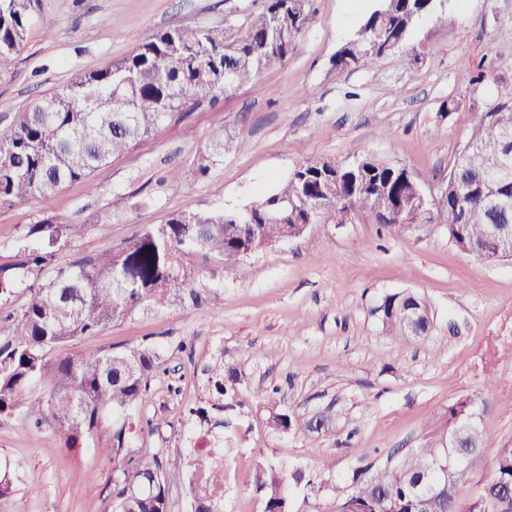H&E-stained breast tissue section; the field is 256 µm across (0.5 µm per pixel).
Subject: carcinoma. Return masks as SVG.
Wrapping results in <instances>:
<instances>
[{
    "label": "carcinoma",
    "mask_w": 512,
    "mask_h": 512,
    "mask_svg": "<svg viewBox=\"0 0 512 512\" xmlns=\"http://www.w3.org/2000/svg\"><path fill=\"white\" fill-rule=\"evenodd\" d=\"M35 0H0V74L24 46ZM311 0H264L260 10L222 27L177 26L161 31L130 55L84 72L38 101L9 134L0 138V203L49 196L69 182L89 181L99 166L134 148L183 110L212 104L222 94L250 84L272 60L287 58L285 45L306 29ZM438 17L436 0H379L354 35L333 56L336 67L367 68L391 49L399 52L417 23ZM242 143L224 131L202 154V175ZM422 177L404 165L377 158L305 160L274 191L243 211L173 214L123 246L56 270L29 286L20 312L8 318L9 339L0 345V419L22 415L35 427L53 425L64 447L94 448V433L112 425L114 512H168L166 467L155 449L136 439L130 412L148 401V382L160 355L148 345L128 351H63L71 340L151 309L166 308L194 289L198 258L230 269L273 242L297 236L301 225L338 223L347 209L366 221L448 225L457 245L482 241L493 226L512 246V98L481 114L448 173L441 196L446 207L427 215L414 208ZM498 182L496 191L471 195L470 186ZM85 224L49 219L28 225L12 249L17 260L0 263V302L27 279L41 277L63 241L84 233ZM412 299L387 295L380 306L383 330L412 336L405 311ZM213 398L237 393L245 380L239 367L220 362L207 369ZM44 392L29 400L27 394ZM485 392L448 405L444 424L426 427L419 447L390 465L365 469L338 512H512V439L496 448L489 477L463 493L470 470L483 461L480 428L449 443L454 429L490 405ZM267 424L282 434L329 431L332 416L303 417L269 410ZM253 482L264 512H288L285 466L256 462ZM219 478L197 454L191 483L194 512H217Z\"/></svg>",
    "instance_id": "cac0c4a2"
}]
</instances>
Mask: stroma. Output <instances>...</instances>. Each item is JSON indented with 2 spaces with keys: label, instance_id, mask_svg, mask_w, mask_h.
I'll return each instance as SVG.
<instances>
[{
  "label": "stroma",
  "instance_id": "stroma-1",
  "mask_svg": "<svg viewBox=\"0 0 512 512\" xmlns=\"http://www.w3.org/2000/svg\"><path fill=\"white\" fill-rule=\"evenodd\" d=\"M378 0H314L309 27L287 59L270 62L248 86L190 109L136 148L99 167L88 184L24 204H0V262L28 225L46 219L96 228L60 248L61 266L118 247L171 214L243 209L270 193L300 162L370 155L407 166L439 185L482 112L512 97V0H444L440 17L419 23L404 44L418 65L396 55L368 68L332 58ZM262 0H36L22 51L0 77V136L18 115L85 71L130 54L159 31L221 26ZM488 79L471 83L478 67ZM242 151L207 174L196 171L218 130ZM184 174L178 192L161 179ZM199 303L184 302L116 322L67 344L76 356L153 345L161 364L150 400L131 414L138 435L161 458L212 454L224 474L221 512H264L252 475L260 457L299 470L289 481L290 512H337L356 471L419 447L422 427L441 424L448 405L497 382L480 420L485 457L512 438V260L489 262L461 250L444 224H375L350 215L312 224L301 237L256 251L233 269L201 264ZM411 291L435 312L414 341L387 335L377 309ZM248 375L235 399L203 423L188 413L206 398L205 367L217 357ZM312 415L332 410L328 433L276 435L268 408ZM107 429L92 448L65 449L60 433L23 417L0 421V475L15 491L0 512H113Z\"/></svg>",
  "mask_w": 512,
  "mask_h": 512
}]
</instances>
